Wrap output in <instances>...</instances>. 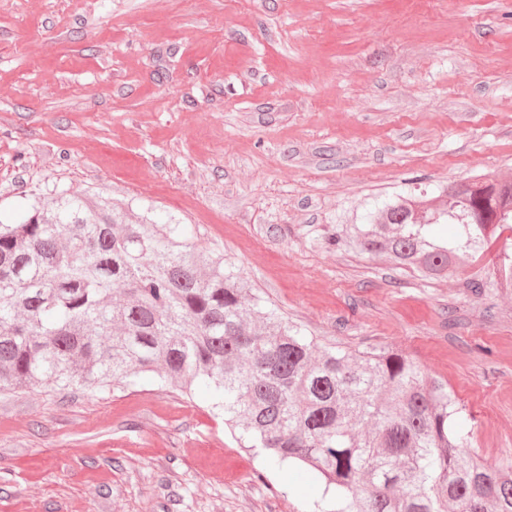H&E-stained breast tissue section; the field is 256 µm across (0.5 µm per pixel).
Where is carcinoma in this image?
<instances>
[{
  "label": "carcinoma",
  "mask_w": 512,
  "mask_h": 512,
  "mask_svg": "<svg viewBox=\"0 0 512 512\" xmlns=\"http://www.w3.org/2000/svg\"><path fill=\"white\" fill-rule=\"evenodd\" d=\"M504 224L512 181L487 173L436 198L398 195L363 224L336 225L327 246L448 276ZM184 232L65 191L0 222V391L198 381L239 441L324 482L316 512H512V463L466 452L448 383L401 351L305 335ZM493 270L512 286V255Z\"/></svg>",
  "instance_id": "obj_1"
}]
</instances>
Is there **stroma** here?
<instances>
[{
  "label": "stroma",
  "instance_id": "1",
  "mask_svg": "<svg viewBox=\"0 0 512 512\" xmlns=\"http://www.w3.org/2000/svg\"><path fill=\"white\" fill-rule=\"evenodd\" d=\"M512 179V0H0V222L99 193L323 342L446 380L512 460V290L326 248L392 195ZM485 288H467L474 274ZM207 389L0 391V512H311Z\"/></svg>",
  "mask_w": 512,
  "mask_h": 512
}]
</instances>
